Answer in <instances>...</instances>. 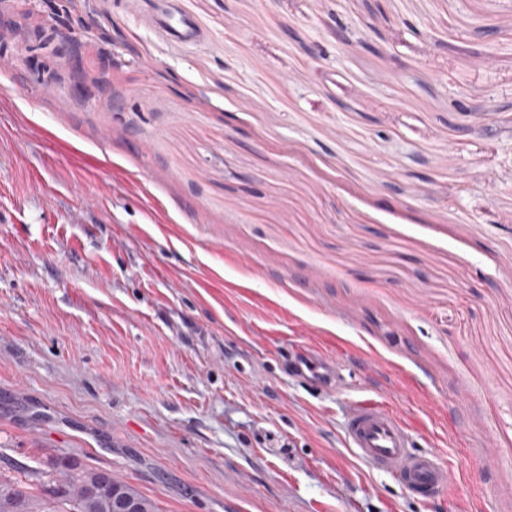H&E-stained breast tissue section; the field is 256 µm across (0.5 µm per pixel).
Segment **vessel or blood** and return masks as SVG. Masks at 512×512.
Returning <instances> with one entry per match:
<instances>
[{
    "label": "vessel or blood",
    "mask_w": 512,
    "mask_h": 512,
    "mask_svg": "<svg viewBox=\"0 0 512 512\" xmlns=\"http://www.w3.org/2000/svg\"><path fill=\"white\" fill-rule=\"evenodd\" d=\"M154 32L173 43L199 41L202 32L185 14L180 0H154L150 16ZM299 371L309 373L320 385L338 377L337 365L326 359H303ZM345 439L364 462L378 472L392 476L413 497L429 501L450 493L455 473L439 453L419 451L402 413L377 402L352 405L345 421Z\"/></svg>",
    "instance_id": "obj_1"
}]
</instances>
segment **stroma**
<instances>
[{"label": "stroma", "instance_id": "1", "mask_svg": "<svg viewBox=\"0 0 512 512\" xmlns=\"http://www.w3.org/2000/svg\"><path fill=\"white\" fill-rule=\"evenodd\" d=\"M144 2L0 0V475L72 456L157 512H512V0H181L189 45ZM363 401L450 496L347 447ZM152 1H154V7L150 24L160 38L173 43H190L200 40L202 32L196 22L182 11L180 0ZM298 370L303 373L307 371L319 385H331L336 380V389L339 388L337 363L326 359L306 358L300 361ZM345 439L364 462L392 476L421 501L451 492L454 471L439 453L414 449V436L398 410L377 402L352 405L345 421Z\"/></svg>", "mask_w": 512, "mask_h": 512}]
</instances>
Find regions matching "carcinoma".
<instances>
[{
  "label": "carcinoma",
  "instance_id": "1",
  "mask_svg": "<svg viewBox=\"0 0 512 512\" xmlns=\"http://www.w3.org/2000/svg\"><path fill=\"white\" fill-rule=\"evenodd\" d=\"M101 472L72 457H58L51 470L37 473L36 480L0 477V512H115L112 497L93 487ZM112 485L136 502L139 512H156L155 505L137 490L114 476Z\"/></svg>",
  "mask_w": 512,
  "mask_h": 512
}]
</instances>
